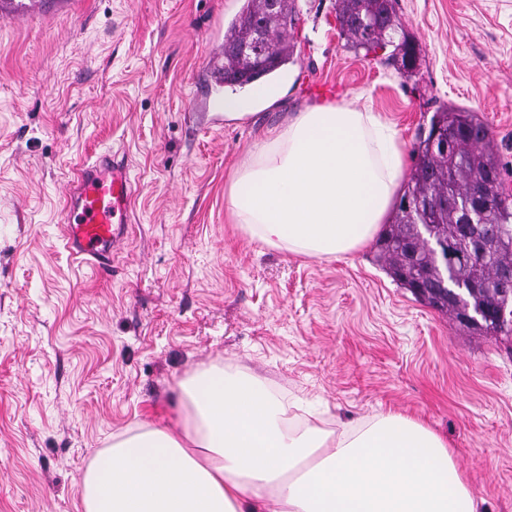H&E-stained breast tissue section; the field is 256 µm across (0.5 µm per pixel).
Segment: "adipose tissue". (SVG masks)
<instances>
[{
    "instance_id": "adipose-tissue-1",
    "label": "adipose tissue",
    "mask_w": 512,
    "mask_h": 512,
    "mask_svg": "<svg viewBox=\"0 0 512 512\" xmlns=\"http://www.w3.org/2000/svg\"><path fill=\"white\" fill-rule=\"evenodd\" d=\"M403 171L372 103L318 104L267 131L226 204L253 240L341 258L374 240ZM178 387L176 420L114 435L88 466L83 512H480L447 443L402 413L334 427L219 365Z\"/></svg>"
}]
</instances>
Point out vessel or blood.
I'll list each match as a JSON object with an SVG mask.
<instances>
[{
    "instance_id": "1",
    "label": "vessel or blood",
    "mask_w": 512,
    "mask_h": 512,
    "mask_svg": "<svg viewBox=\"0 0 512 512\" xmlns=\"http://www.w3.org/2000/svg\"><path fill=\"white\" fill-rule=\"evenodd\" d=\"M133 193L129 168L101 153L93 163H78L66 192L64 248L99 272L112 268V254L125 234Z\"/></svg>"
}]
</instances>
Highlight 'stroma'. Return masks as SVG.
I'll return each mask as SVG.
<instances>
[{"label":"stroma","mask_w":512,"mask_h":512,"mask_svg":"<svg viewBox=\"0 0 512 512\" xmlns=\"http://www.w3.org/2000/svg\"><path fill=\"white\" fill-rule=\"evenodd\" d=\"M244 0H0V512H83L112 435L170 422L178 383L250 368L338 423L408 414L452 448L482 512H512V345L458 328L367 245L293 255L232 224L225 191L271 128L369 97L404 168L443 104L488 125L512 194V0H398L422 50L406 77L348 50L336 0H297L276 103L217 121L205 83ZM134 179L111 274L62 243L77 163Z\"/></svg>","instance_id":"1"}]
</instances>
